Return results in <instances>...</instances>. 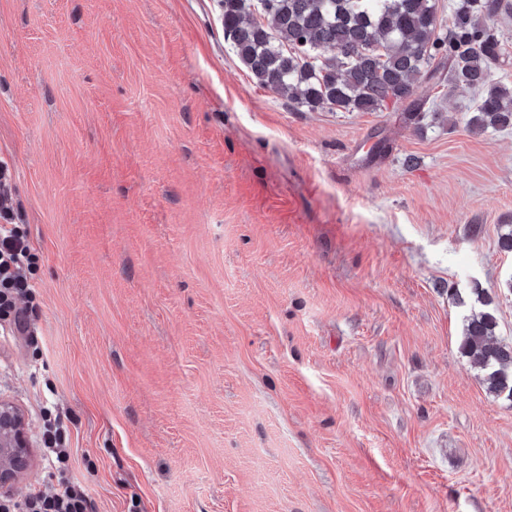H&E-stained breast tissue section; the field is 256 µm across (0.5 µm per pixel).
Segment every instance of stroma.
Wrapping results in <instances>:
<instances>
[{
	"mask_svg": "<svg viewBox=\"0 0 512 512\" xmlns=\"http://www.w3.org/2000/svg\"><path fill=\"white\" fill-rule=\"evenodd\" d=\"M307 110L258 87L221 0H0V161L38 256L39 356L0 335L27 470L96 512H512V129ZM387 149L375 152L378 141ZM75 418L58 473L43 409ZM497 321L489 310L466 316L460 352L471 367L483 373L489 393L512 398V344H503L495 335Z\"/></svg>",
	"mask_w": 512,
	"mask_h": 512,
	"instance_id": "1",
	"label": "stroma"
}]
</instances>
